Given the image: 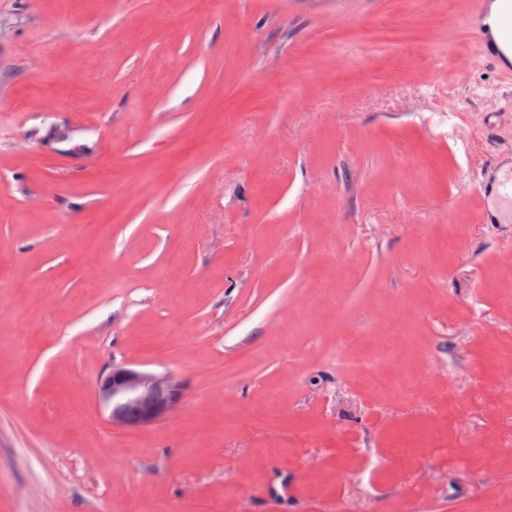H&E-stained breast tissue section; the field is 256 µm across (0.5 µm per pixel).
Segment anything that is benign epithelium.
<instances>
[{
	"label": "benign epithelium",
	"instance_id": "1",
	"mask_svg": "<svg viewBox=\"0 0 512 512\" xmlns=\"http://www.w3.org/2000/svg\"><path fill=\"white\" fill-rule=\"evenodd\" d=\"M179 385L168 375L114 363L98 381V398L115 428L133 430L163 419L182 400Z\"/></svg>",
	"mask_w": 512,
	"mask_h": 512
}]
</instances>
